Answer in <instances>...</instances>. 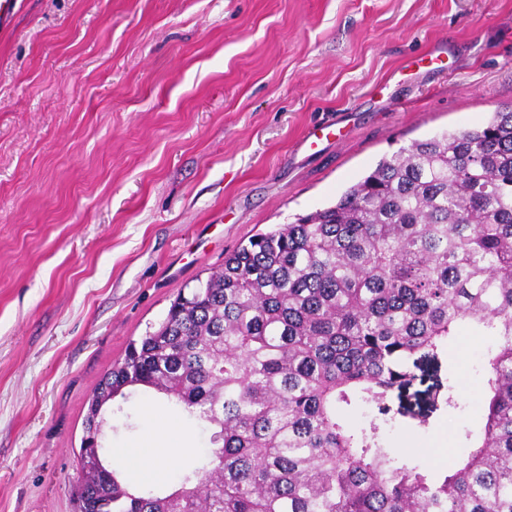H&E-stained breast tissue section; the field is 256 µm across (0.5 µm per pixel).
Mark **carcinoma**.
Returning <instances> with one entry per match:
<instances>
[{
	"instance_id": "obj_1",
	"label": "carcinoma",
	"mask_w": 512,
	"mask_h": 512,
	"mask_svg": "<svg viewBox=\"0 0 512 512\" xmlns=\"http://www.w3.org/2000/svg\"><path fill=\"white\" fill-rule=\"evenodd\" d=\"M487 343L482 426L436 474L391 448L387 399L461 332ZM196 419L165 491L101 462L82 512H512V107L415 141L326 208L255 235L102 377ZM433 399L460 408L455 375ZM357 404L378 414L356 425Z\"/></svg>"
}]
</instances>
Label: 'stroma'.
<instances>
[{"instance_id": "stroma-1", "label": "stroma", "mask_w": 512, "mask_h": 512, "mask_svg": "<svg viewBox=\"0 0 512 512\" xmlns=\"http://www.w3.org/2000/svg\"><path fill=\"white\" fill-rule=\"evenodd\" d=\"M512 106V0H19L0 27V512H74L87 402L183 289L255 234L335 204L412 142ZM339 133L309 149L322 125ZM461 407L429 377L388 437L435 468L466 453ZM153 414H145L144 404ZM205 438L151 389L108 419L109 449Z\"/></svg>"}]
</instances>
